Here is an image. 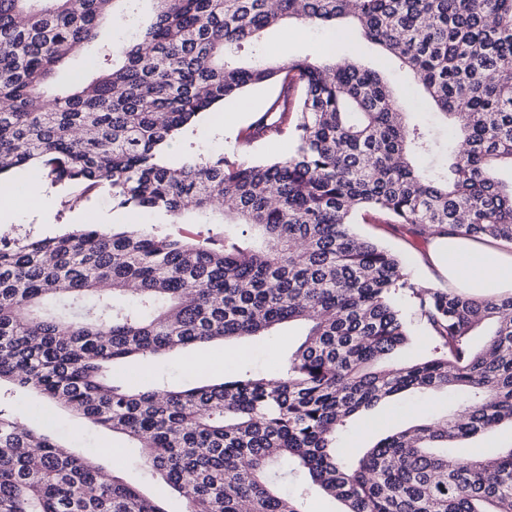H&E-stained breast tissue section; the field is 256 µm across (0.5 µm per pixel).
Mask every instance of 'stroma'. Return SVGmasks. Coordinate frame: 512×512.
<instances>
[{
	"mask_svg": "<svg viewBox=\"0 0 512 512\" xmlns=\"http://www.w3.org/2000/svg\"><path fill=\"white\" fill-rule=\"evenodd\" d=\"M334 40L336 57H358L370 69L389 78L396 92H403L406 80L395 71L394 62L379 46L364 40L351 21H343L339 32L329 29H307L304 37H288L285 27L271 30L258 45L248 44L237 53L247 63L254 57L280 55L319 56L324 42ZM278 93L268 86L246 92L248 109L239 102L225 104L222 112L204 117L189 132L178 134L165 152V160L178 164L189 158L230 156L239 149L237 135L265 108ZM155 224L168 232H179V225L170 223L163 214H142L123 208L112 199L109 188L83 192L79 188L47 186L43 199L15 223L0 226V239L12 241L23 237H53L81 224H97L108 228L115 224ZM353 231L398 253L416 279L438 282L439 273L428 263L429 243L411 248L394 229L357 220ZM305 328L300 324L282 326L271 335L229 340L226 343L194 346L182 351L166 352L145 361H134L114 368V376L136 386L187 388L204 381H223L224 377L250 371L259 374L277 372L303 339ZM0 409L19 422L52 435L70 452L88 457L102 470L114 474L140 489L148 496H160L164 512H185L186 501L174 491H160L156 481L146 475L139 449L111 429L91 423L38 394L8 384L0 386ZM448 411V395L434 391L423 395L408 393L383 402L371 411L367 420L357 423L342 439L341 446L353 457L363 454L379 439L391 432L425 420L443 417Z\"/></svg>",
	"mask_w": 512,
	"mask_h": 512,
	"instance_id": "stroma-1",
	"label": "stroma"
}]
</instances>
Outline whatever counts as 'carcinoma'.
<instances>
[{
	"mask_svg": "<svg viewBox=\"0 0 512 512\" xmlns=\"http://www.w3.org/2000/svg\"><path fill=\"white\" fill-rule=\"evenodd\" d=\"M135 2L0 0V174L107 184L122 207L205 229L85 224L0 241V383L124 435L186 512H306L275 488L276 466L303 470L342 512H512V447L493 454L492 478L485 458L448 452L512 426V295L418 281L351 230L360 213L413 238L512 246V183L496 176L512 168V0H151L134 39L99 42ZM346 17L442 111L448 141L353 58L233 59L271 27ZM79 55L98 70L52 86ZM269 85L280 94L237 140L288 136L287 157L163 160L201 114ZM290 323L305 339L273 375L185 390L109 375L133 356ZM420 323L433 354L392 360ZM434 390L457 409L348 459L341 437L362 414ZM0 512L165 510L0 409Z\"/></svg>",
	"mask_w": 512,
	"mask_h": 512,
	"instance_id": "obj_1",
	"label": "carcinoma"
}]
</instances>
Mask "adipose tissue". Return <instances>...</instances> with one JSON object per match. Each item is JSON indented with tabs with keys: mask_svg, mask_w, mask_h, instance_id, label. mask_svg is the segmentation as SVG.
<instances>
[{
	"mask_svg": "<svg viewBox=\"0 0 512 512\" xmlns=\"http://www.w3.org/2000/svg\"><path fill=\"white\" fill-rule=\"evenodd\" d=\"M432 259L449 281L463 287L485 294L512 288V251L448 235L436 239Z\"/></svg>",
	"mask_w": 512,
	"mask_h": 512,
	"instance_id": "adipose-tissue-1",
	"label": "adipose tissue"
}]
</instances>
